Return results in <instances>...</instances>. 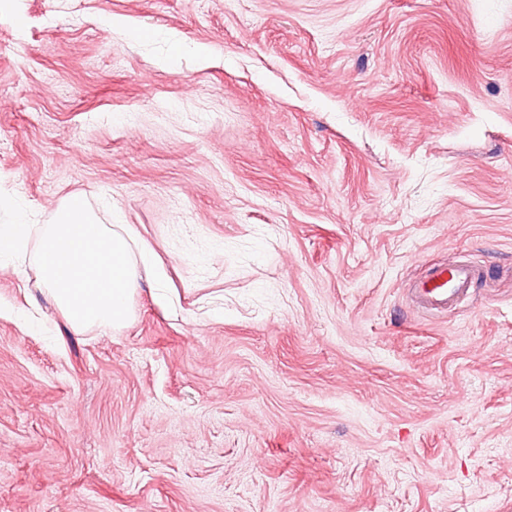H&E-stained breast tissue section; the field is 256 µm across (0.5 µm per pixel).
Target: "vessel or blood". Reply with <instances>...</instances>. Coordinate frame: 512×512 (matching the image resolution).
<instances>
[{"mask_svg":"<svg viewBox=\"0 0 512 512\" xmlns=\"http://www.w3.org/2000/svg\"><path fill=\"white\" fill-rule=\"evenodd\" d=\"M475 275V268L465 262L434 265L414 290L416 302L428 311H447L467 296Z\"/></svg>","mask_w":512,"mask_h":512,"instance_id":"b4317fda","label":"vessel or blood"}]
</instances>
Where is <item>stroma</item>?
<instances>
[{
    "label": "stroma",
    "mask_w": 512,
    "mask_h": 512,
    "mask_svg": "<svg viewBox=\"0 0 512 512\" xmlns=\"http://www.w3.org/2000/svg\"><path fill=\"white\" fill-rule=\"evenodd\" d=\"M73 196L164 281L0 260V512H512V0H0V225ZM476 273L465 262L434 265L414 288L416 303L427 311H448L467 296Z\"/></svg>",
    "instance_id": "1"
}]
</instances>
